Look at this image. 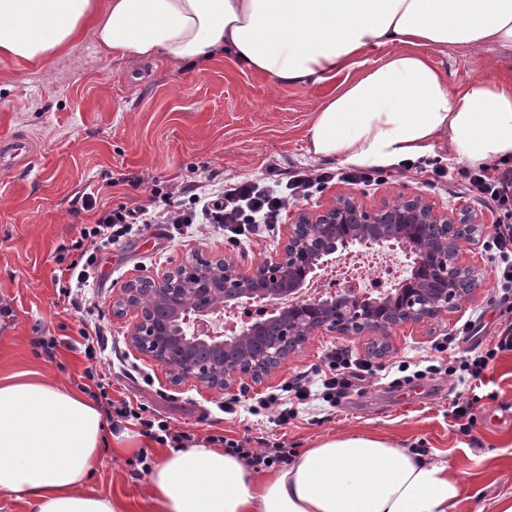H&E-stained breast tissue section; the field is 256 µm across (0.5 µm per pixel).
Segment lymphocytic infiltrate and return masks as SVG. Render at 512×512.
<instances>
[{
  "label": "lymphocytic infiltrate",
  "instance_id": "obj_1",
  "mask_svg": "<svg viewBox=\"0 0 512 512\" xmlns=\"http://www.w3.org/2000/svg\"><path fill=\"white\" fill-rule=\"evenodd\" d=\"M464 187L474 196L492 202L499 212L495 233L484 243L486 251L496 266L497 285L493 304L501 316L512 315V166L502 165L494 172L483 169H465L460 173ZM333 178L332 173H310L295 171L287 182L268 185L256 181L223 183L207 192H195L186 188L181 200L168 203L164 211L165 223L175 231L195 224H215L225 231V244L239 246L248 235L259 227H272L280 212L291 200L319 191ZM155 217L147 209H130L119 204L101 210L94 224L85 227L79 240L71 245L74 257L69 265L70 276L59 293L67 299L83 319L79 334L84 340L86 357L95 359L106 350V338L100 317L87 309V298L83 292L90 278V269L98 262L100 252L128 236L135 224H149ZM450 339L435 345L433 354L424 358L425 365L412 369L409 361H400L398 377L392 386L400 387L411 379H422L430 375L445 373L464 374L469 381L483 376L498 354L512 351V324L500 331L492 347L475 351L464 357L459 365H444L442 352L448 351ZM369 364L353 359L342 350L329 351L320 366L296 374L280 390L250 403L248 412L258 416L271 408H278L280 425H288L297 416L296 407L319 398L329 405H336L352 387L354 381L365 380L371 374Z\"/></svg>",
  "mask_w": 512,
  "mask_h": 512
}]
</instances>
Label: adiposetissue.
<instances>
[{"label":"adipose tissue","mask_w":512,"mask_h":512,"mask_svg":"<svg viewBox=\"0 0 512 512\" xmlns=\"http://www.w3.org/2000/svg\"><path fill=\"white\" fill-rule=\"evenodd\" d=\"M87 30L130 64L229 50L275 87L340 79L307 130L319 159L395 167L441 144L471 168L512 160V79L491 71L456 89L431 61L452 47L512 53V0H0V57L42 65ZM111 444L89 393L0 376V496L28 512H134L82 490ZM147 484L151 512H457L464 499L447 466L369 433L322 439L266 473L203 440L166 452Z\"/></svg>","instance_id":"1"}]
</instances>
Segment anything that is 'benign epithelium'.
Here are the masks:
<instances>
[{"instance_id":"1","label":"benign epithelium","mask_w":512,"mask_h":512,"mask_svg":"<svg viewBox=\"0 0 512 512\" xmlns=\"http://www.w3.org/2000/svg\"><path fill=\"white\" fill-rule=\"evenodd\" d=\"M486 230L477 217L439 212L418 195L375 209L339 195L319 210L293 211L280 250L249 270L229 256L195 251L170 271L130 281L112 299V310L135 313L130 346L165 365L173 381L227 390L243 376L258 382L270 375L311 336H390L458 309L481 284L477 270L460 263V244L480 245ZM384 246L400 248L410 260L411 276L395 292L372 299L346 288L327 296L304 291L308 276L352 249ZM255 302L268 310L274 333L259 354L248 341L264 335V322L220 330L221 308Z\"/></svg>"}]
</instances>
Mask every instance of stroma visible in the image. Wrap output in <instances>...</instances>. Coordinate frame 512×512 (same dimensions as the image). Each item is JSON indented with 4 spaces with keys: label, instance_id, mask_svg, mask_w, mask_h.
I'll return each mask as SVG.
<instances>
[{
    "label": "stroma",
    "instance_id": "35a3bbf8",
    "mask_svg": "<svg viewBox=\"0 0 512 512\" xmlns=\"http://www.w3.org/2000/svg\"><path fill=\"white\" fill-rule=\"evenodd\" d=\"M434 61L455 87L492 64L512 77V58L494 49H452ZM338 86L334 79L275 88L228 54L203 66H176L159 57L128 67L100 56L89 32L40 67L0 59V139L24 137L33 150L27 164L0 166V317L10 323L8 338L0 340V374L36 371L99 392L84 376L88 361L78 334L80 315L54 284L73 258L72 241L98 217L96 210L78 204L86 192L101 204L135 208L163 199L191 176L205 187L216 178L257 180L273 170L284 174L301 168L329 171L334 178L321 193L290 203L293 211L321 209L341 194H354L369 209L419 194L436 209H456L495 224V208L468 193L455 176L437 178L400 165L386 181L366 187L340 179L343 165L310 155V116ZM197 250L224 254L223 232L198 224L175 239L169 225L143 224L103 253L88 297L112 338L111 353L97 365L112 401L145 404L171 431L195 441L221 435L253 448L299 453L329 436L374 433L458 476L467 497L458 512H471L475 501L485 504V512H497L499 501L512 498V352L503 353L472 391L445 375L401 390L383 373L396 361L429 353L445 336L457 338L455 350L446 355L450 361L492 343L500 318L491 307L496 272L484 248L461 251L463 262L481 273L482 284L439 322L408 324L386 338L313 336L263 381L245 377L225 391L193 380L172 383L164 365L131 348L133 316L112 313L113 297L129 281L162 274ZM474 318L479 333L457 337V328ZM334 348L374 370L370 381L339 405L303 406L285 427L271 413L222 412L225 400L272 392L295 373L320 365ZM460 396L477 399V423L469 430L453 413ZM164 451L147 437L133 449H104L83 490L146 503V474L136 459L145 456L151 465Z\"/></svg>",
    "mask_w": 512,
    "mask_h": 512
}]
</instances>
